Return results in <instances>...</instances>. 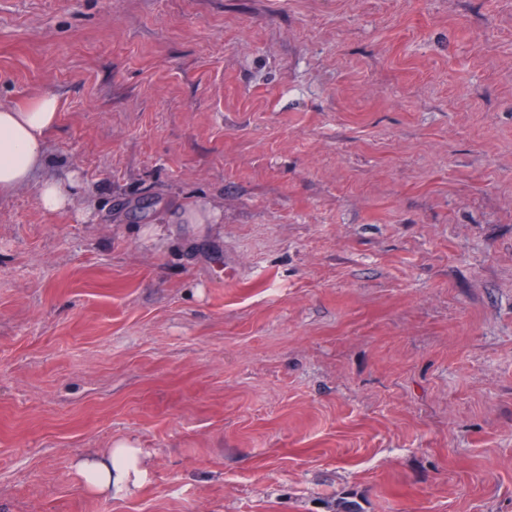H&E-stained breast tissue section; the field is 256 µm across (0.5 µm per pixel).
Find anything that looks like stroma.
<instances>
[{"label": "stroma", "mask_w": 512, "mask_h": 512, "mask_svg": "<svg viewBox=\"0 0 512 512\" xmlns=\"http://www.w3.org/2000/svg\"><path fill=\"white\" fill-rule=\"evenodd\" d=\"M48 92L0 512H512V0H0V108ZM78 182L73 177L61 180L45 177L36 184L40 207L49 213H59L69 210ZM74 469L86 489L93 495H112V487L126 485L136 476L134 458L109 448L102 454L79 457Z\"/></svg>", "instance_id": "1"}]
</instances>
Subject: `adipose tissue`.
Masks as SVG:
<instances>
[{
  "instance_id": "ef3b65f1",
  "label": "adipose tissue",
  "mask_w": 512,
  "mask_h": 512,
  "mask_svg": "<svg viewBox=\"0 0 512 512\" xmlns=\"http://www.w3.org/2000/svg\"><path fill=\"white\" fill-rule=\"evenodd\" d=\"M59 118L55 94L46 93L18 108L0 109V195L32 184L40 207L49 213L69 210L78 186L76 179L42 177L46 160L45 134ZM74 469L94 495L111 494L136 473L135 461L118 450L79 457Z\"/></svg>"
}]
</instances>
